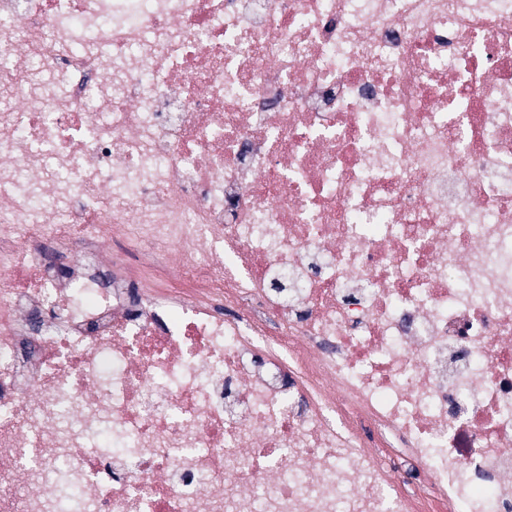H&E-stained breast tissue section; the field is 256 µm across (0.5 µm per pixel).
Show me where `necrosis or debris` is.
I'll use <instances>...</instances> for the list:
<instances>
[{
  "instance_id": "1",
  "label": "necrosis or debris",
  "mask_w": 512,
  "mask_h": 512,
  "mask_svg": "<svg viewBox=\"0 0 512 512\" xmlns=\"http://www.w3.org/2000/svg\"><path fill=\"white\" fill-rule=\"evenodd\" d=\"M0 512H512V0H0Z\"/></svg>"
}]
</instances>
